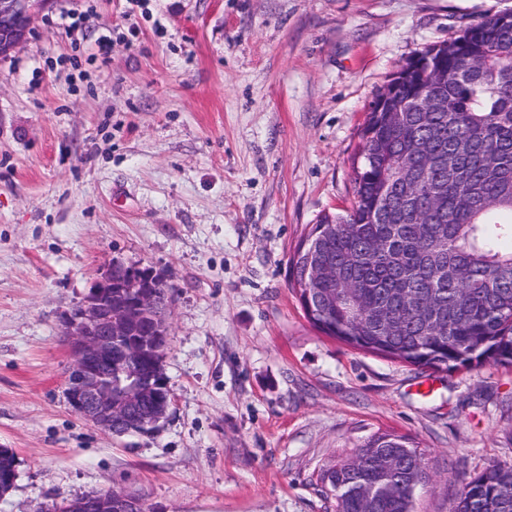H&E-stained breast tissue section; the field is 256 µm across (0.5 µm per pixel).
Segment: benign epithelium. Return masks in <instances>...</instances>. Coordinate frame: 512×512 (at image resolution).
<instances>
[{"label": "benign epithelium", "mask_w": 512, "mask_h": 512, "mask_svg": "<svg viewBox=\"0 0 512 512\" xmlns=\"http://www.w3.org/2000/svg\"><path fill=\"white\" fill-rule=\"evenodd\" d=\"M52 0H0V60L6 59L32 32L37 12ZM112 271L105 280L97 281L74 311L60 318L62 335L72 352L73 364L65 388L72 412L99 430L121 436L131 432L151 434L155 424L137 412L143 399L166 379L154 381L112 369L115 360L122 359L127 346L119 340L130 335L128 310L112 304ZM142 500L125 492H110L98 498L84 494L53 512H142Z\"/></svg>", "instance_id": "benign-epithelium-1"}]
</instances>
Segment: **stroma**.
<instances>
[{
	"instance_id": "obj_1",
	"label": "stroma",
	"mask_w": 512,
	"mask_h": 512,
	"mask_svg": "<svg viewBox=\"0 0 512 512\" xmlns=\"http://www.w3.org/2000/svg\"><path fill=\"white\" fill-rule=\"evenodd\" d=\"M512 0H52L0 61V512L116 489L150 512H335L319 481L412 438L413 512L512 466V366L434 371L308 320L290 261L353 200L370 107L423 47ZM74 18L68 32L61 18ZM111 38L107 57L101 35ZM171 287L151 435L71 412L61 314L112 263Z\"/></svg>"
}]
</instances>
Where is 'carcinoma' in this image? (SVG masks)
<instances>
[{"instance_id": "cac0c4a2", "label": "carcinoma", "mask_w": 512, "mask_h": 512, "mask_svg": "<svg viewBox=\"0 0 512 512\" xmlns=\"http://www.w3.org/2000/svg\"><path fill=\"white\" fill-rule=\"evenodd\" d=\"M384 87L362 129L354 201L325 213L297 251L291 284L322 333L355 348L432 369L512 364V10L489 15L415 54ZM445 211L444 224L425 212ZM333 268L307 289L308 267ZM130 340L164 336L170 286L112 264L113 301L132 308ZM126 367L163 369L162 344ZM335 512H411L425 479L404 435L378 433L326 467ZM451 512H512V467L465 481Z\"/></svg>"}]
</instances>
